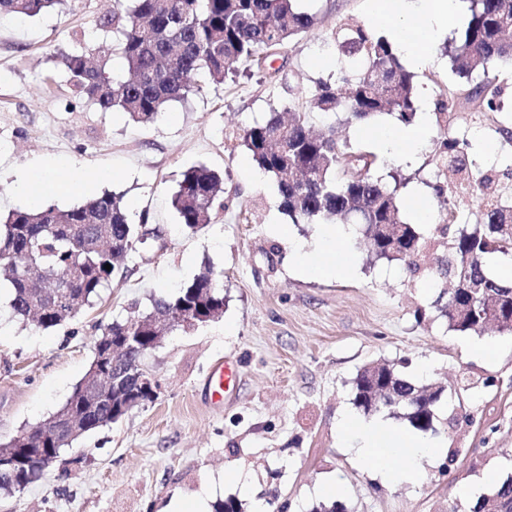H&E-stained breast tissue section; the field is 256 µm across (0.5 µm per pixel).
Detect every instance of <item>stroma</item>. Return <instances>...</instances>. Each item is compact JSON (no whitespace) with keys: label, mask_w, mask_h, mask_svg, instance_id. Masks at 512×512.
<instances>
[{"label":"stroma","mask_w":512,"mask_h":512,"mask_svg":"<svg viewBox=\"0 0 512 512\" xmlns=\"http://www.w3.org/2000/svg\"><path fill=\"white\" fill-rule=\"evenodd\" d=\"M107 5L64 0L38 16L0 19V216L37 204L77 205V198L12 183V170L35 161L60 179L102 173L92 195L136 200L163 240L138 245L125 275L63 325L44 330L0 318V443L65 403L107 324L150 310L203 265L219 275L224 315L170 333L145 356L162 384L158 397L74 443L90 464L65 475L51 465L24 490L0 494V512H170L177 502L192 512L203 495L209 512L229 498L240 512H255L259 503L268 512H315L330 501L319 491L329 481L341 485L347 512H470L495 481L512 476V334L450 328L437 304L443 283L375 258L359 225L349 248L353 276L302 274L295 248L318 249L321 225L290 223L273 180L233 142L271 108L289 103L306 112L315 131H335L354 149L370 151L344 114L307 111L306 101L315 81L336 75L344 60L331 31L342 19L370 27L371 0H298L316 24L273 55L277 81L245 65L221 84L201 78L198 90L149 125L101 111L69 85L64 58L82 44L108 59L115 77L124 74L111 33L99 27ZM467 20L460 0L447 35L428 46L429 63L415 73L418 114L428 122L417 162L389 155L379 169L384 177L399 175L407 219L415 200L436 206L435 183L455 180L435 166L436 141L465 134L475 121L467 108L446 125L435 117L448 89L483 78L456 74L445 52ZM480 136L491 150L476 160L498 174V196L512 207V141L490 120ZM199 164L223 174L228 199L214 223L192 233L171 197L182 171ZM492 341L500 351L483 352ZM225 356L238 361L241 382L214 403L204 384ZM375 363L444 388L434 428L425 434L441 451L421 460L417 484L383 482L340 437L341 421L356 411L352 381ZM229 471L241 474L243 485L225 482Z\"/></svg>","instance_id":"obj_1"}]
</instances>
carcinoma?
Segmentation results:
<instances>
[{
	"label": "carcinoma",
	"mask_w": 512,
	"mask_h": 512,
	"mask_svg": "<svg viewBox=\"0 0 512 512\" xmlns=\"http://www.w3.org/2000/svg\"><path fill=\"white\" fill-rule=\"evenodd\" d=\"M61 0H0V17H33L54 10ZM315 25V16L302 12L294 0H112L101 26L112 29L115 51L123 59L128 78L116 82L105 63L92 62L84 52L65 57L75 93L102 111L119 110L138 124L157 120L166 106L185 100L194 91L197 75L205 73L215 84L235 73L241 64L261 66L272 50H281ZM345 53L360 57L357 69L341 68L333 81L317 80L309 106L319 112L346 114V122H369L382 114L412 123L417 116L414 75L401 62L391 43L360 26L341 22L331 34ZM453 69L465 76L488 72L498 63H512V0H470V17L458 44L449 50ZM474 102L477 118L500 111L492 82L472 87L466 95L455 89L436 102V119L446 121L461 101ZM285 104L269 117L243 129L241 140L257 167L276 183L280 208L294 224H362L369 252L377 258L403 263L420 273V233L403 221L397 203L400 181L377 176L379 157L336 141L333 134L315 135L305 117L284 113ZM467 137H446L435 146L439 169L451 167L458 183L486 200L483 223L463 230L454 246L438 258L435 275L451 284L439 310L449 325L461 332H481L494 324L512 332V285L486 269L492 252L512 255V210L494 200L495 178L473 175ZM454 189L436 187L444 221L454 223L450 207ZM224 177L204 166L182 173L171 203L188 230L203 229L224 209ZM149 217L134 222L123 196L103 194L67 210L54 207L18 209L0 218V280L11 289L10 315L43 329L69 321L80 305H90L111 286L120 263L136 251L146 233ZM111 265L107 270L104 265ZM71 276L69 292L56 306L43 302L54 274ZM209 266L153 308L116 319L105 335L120 336L133 328L150 336L155 319L174 314L182 303L193 308L224 305V289ZM480 282L481 299L471 304L463 284ZM73 387L65 405L83 417L78 436L114 424L106 410L81 409V386ZM442 388L411 380L393 365L360 370L352 385V401L364 413L382 410L405 420L416 430L433 428L435 407ZM27 478L21 468L0 472V491L11 494ZM484 497H494L501 512H512V477L493 483Z\"/></svg>",
	"instance_id": "obj_1"
}]
</instances>
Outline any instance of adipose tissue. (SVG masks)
<instances>
[{
	"instance_id": "ef3b65f1",
	"label": "adipose tissue",
	"mask_w": 512,
	"mask_h": 512,
	"mask_svg": "<svg viewBox=\"0 0 512 512\" xmlns=\"http://www.w3.org/2000/svg\"><path fill=\"white\" fill-rule=\"evenodd\" d=\"M405 0H372V16L376 25L388 30L394 49L412 65L427 64L426 46L440 36L452 18L456 0H422L419 14H409ZM363 136L370 138L376 149L399 155L405 162H414L424 138L420 126L399 125L375 130L366 128ZM342 435L354 437L357 457L375 469L390 483H414L421 477L418 461L438 454L434 444L403 433L382 421L346 418Z\"/></svg>"
}]
</instances>
